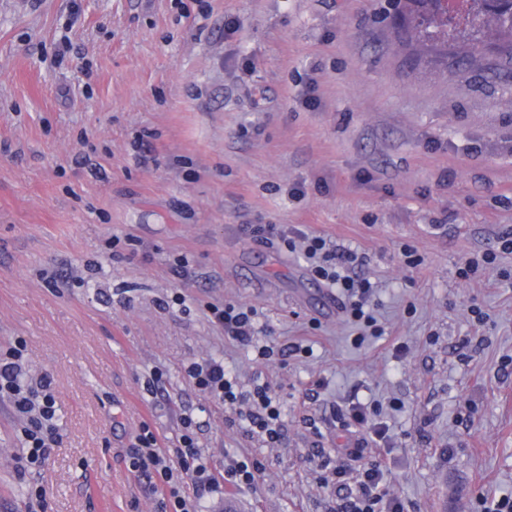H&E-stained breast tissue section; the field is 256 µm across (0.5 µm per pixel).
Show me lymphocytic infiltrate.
Returning a JSON list of instances; mask_svg holds the SVG:
<instances>
[{
  "label": "lymphocytic infiltrate",
  "instance_id": "obj_1",
  "mask_svg": "<svg viewBox=\"0 0 512 512\" xmlns=\"http://www.w3.org/2000/svg\"><path fill=\"white\" fill-rule=\"evenodd\" d=\"M244 232L259 245H282L299 251L311 275L335 292L349 321L370 335H383L371 304L375 286L356 273L364 263L358 250L321 235L294 233L283 224H248ZM209 311L223 327L225 336L255 348L259 359L283 362L303 350L298 343H260L265 327L259 324L258 312L253 308L227 303L210 306ZM25 351V345L19 341L6 352H0V399H7L24 422L27 464L39 466L59 438L56 407L48 383L32 382L25 372ZM186 373L199 390L213 395L232 412L234 424L249 438L269 448L281 442V397L269 383L256 381L250 389H243L223 361L214 358L191 363ZM379 414L376 405L354 402L334 417L339 428L350 432L341 450L342 461L325 479L326 484L349 491L348 496L337 502L336 512H407L405 502L387 489L384 462L376 446L385 441L388 429L379 421ZM128 461L132 473L152 484L155 512H199L201 499L220 485L250 489L259 484L265 473L263 463L249 457L227 459L223 473H215L197 444L195 422L189 416L183 418L178 443L170 451L159 448L155 431L149 424H142Z\"/></svg>",
  "mask_w": 512,
  "mask_h": 512
}]
</instances>
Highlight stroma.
I'll list each match as a JSON object with an SVG mask.
<instances>
[{"label": "stroma", "instance_id": "35a3bbf8", "mask_svg": "<svg viewBox=\"0 0 512 512\" xmlns=\"http://www.w3.org/2000/svg\"><path fill=\"white\" fill-rule=\"evenodd\" d=\"M399 11L0 0V350L25 341L60 434L20 472L23 422L0 400V512H27L32 485L46 512H153L128 450L145 422L174 447L187 415L215 470L228 455L266 467L256 488L206 495L203 512H330L312 448L342 444L330 412L355 398L381 407L388 486L409 512L512 497V254L457 273L512 229V38L423 41ZM247 224L363 253L385 336L356 343L305 261L257 245ZM228 302L259 311L263 341L308 353L258 360L213 322ZM210 358L279 391L278 447L225 423L188 378ZM499 255L496 251H484L481 254H473L466 257L460 267H458V275L463 279H468L471 275L476 274L479 269H487L493 266Z\"/></svg>", "mask_w": 512, "mask_h": 512}]
</instances>
